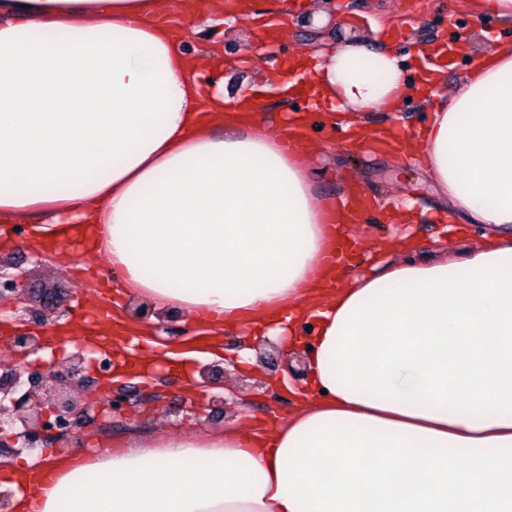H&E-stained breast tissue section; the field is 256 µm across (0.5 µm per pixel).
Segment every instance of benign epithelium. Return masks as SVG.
I'll return each mask as SVG.
<instances>
[{"instance_id": "obj_1", "label": "benign epithelium", "mask_w": 512, "mask_h": 512, "mask_svg": "<svg viewBox=\"0 0 512 512\" xmlns=\"http://www.w3.org/2000/svg\"><path fill=\"white\" fill-rule=\"evenodd\" d=\"M9 292L24 300L22 276L0 264V295ZM13 361L0 363V429L9 426L13 445L1 446L0 457L32 452L51 440L68 442L95 419V405L76 396L75 388L90 387L83 375V349L47 364H33L28 356L45 349L41 336L22 332L12 337ZM136 398L135 389L127 385L109 387L102 394L101 410L119 413Z\"/></svg>"}]
</instances>
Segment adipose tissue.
<instances>
[{"label": "adipose tissue", "mask_w": 512, "mask_h": 512, "mask_svg": "<svg viewBox=\"0 0 512 512\" xmlns=\"http://www.w3.org/2000/svg\"><path fill=\"white\" fill-rule=\"evenodd\" d=\"M195 9L168 0H0V245L85 239L130 298L301 345L304 405L272 436L163 429L117 452L0 465L36 484L16 512H512V45L464 84L405 75L391 47L317 52L301 94L357 118L434 100L400 154L452 216L484 225L465 257L335 275L342 199L310 153L227 96L222 57L189 55Z\"/></svg>", "instance_id": "adipose-tissue-1"}]
</instances>
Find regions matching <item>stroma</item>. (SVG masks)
<instances>
[{"instance_id":"1","label":"stroma","mask_w":512,"mask_h":512,"mask_svg":"<svg viewBox=\"0 0 512 512\" xmlns=\"http://www.w3.org/2000/svg\"><path fill=\"white\" fill-rule=\"evenodd\" d=\"M303 3L304 0H254L255 20L213 22L187 38L189 52L211 48L223 51L221 75L225 92L234 95L249 89L261 95L267 110L260 118L272 128L277 126L282 113L306 108L307 103L297 96L282 95L275 86L267 84V75L280 69L284 60L296 58L321 43L359 39L373 46L390 44L405 56L406 74L411 79L424 71L423 63L412 54L415 43L448 45L454 53L444 67V90L451 94L464 83L487 38L512 41L511 21L493 15L475 16L469 0H321L326 15L335 18L334 24L322 26L315 25L305 15ZM277 7L295 12L299 23L291 25L285 34L275 36L263 58L244 62L239 46L249 43L256 29L271 18ZM430 112L428 103L413 99L397 111L372 113L367 123L403 133L422 125ZM314 122L309 134L325 147L324 153L313 159L317 192L345 197L360 193L371 201L369 223L348 227L349 238L358 240L360 247L348 264L347 278L367 275L376 265L399 258L397 245L406 235L418 242V255L422 258L443 252L455 257L482 244V226L470 225L466 238L461 239L450 230L448 218L438 216L440 200L430 175L421 165L401 161L381 147L347 145L340 128L327 122L322 113H315ZM408 199L415 202L413 220H384L383 206L399 205ZM13 238L12 248L0 250V262L15 265L26 274L27 304L38 306L42 296L48 293L60 300L58 314L26 327L44 336L49 348L40 357L47 361L52 349L66 346L64 329L78 323L87 335L97 332V325L85 321L84 316L105 299L108 261L102 255H85L75 242L66 247L64 255L41 254L31 245L23 228ZM17 305L14 297L0 298V359L12 358L7 340L26 329L13 319ZM119 308L128 323L140 326L149 339L165 344L170 350L179 349L199 330L197 324L185 321L182 316L167 315L134 300L120 302ZM223 339L224 356L219 364L224 375L216 385L205 390L194 392L189 388L201 368L197 362L178 371L165 367H151L144 373L131 370L126 385L147 394V401L113 415L102 414L94 424L83 429L81 450H101L123 439L148 437L158 433L165 422L187 431H220L232 425L260 433L271 432L273 423L285 422L295 411L296 401L278 380L285 376L287 367L304 368L303 351H278L258 339L252 343L255 364L250 370L242 371L236 369L234 362L240 336L228 330ZM155 392L160 395L156 401L151 398ZM216 396L223 397V410H215L212 399Z\"/></svg>"}]
</instances>
